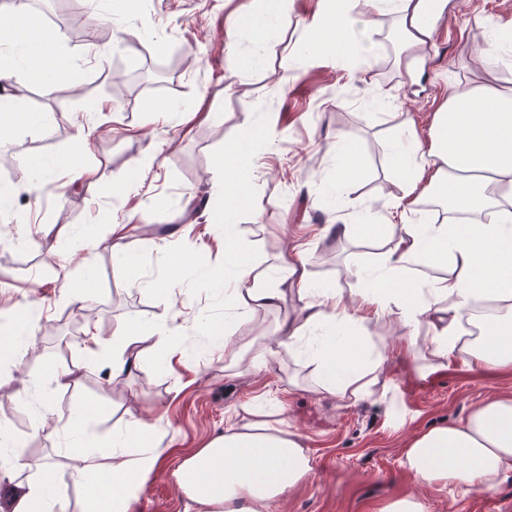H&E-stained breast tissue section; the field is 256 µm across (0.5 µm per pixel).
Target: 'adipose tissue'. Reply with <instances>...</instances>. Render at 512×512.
Here are the masks:
<instances>
[{
	"instance_id": "adipose-tissue-1",
	"label": "adipose tissue",
	"mask_w": 512,
	"mask_h": 512,
	"mask_svg": "<svg viewBox=\"0 0 512 512\" xmlns=\"http://www.w3.org/2000/svg\"><path fill=\"white\" fill-rule=\"evenodd\" d=\"M397 18L399 69L414 76L418 52L433 31L425 21L427 0H377ZM396 162L410 174L407 194L439 192L453 211L485 213L483 224H401L376 264L360 271L364 286L355 303L343 295L308 285L301 258L283 260L275 272L257 271L239 243L224 238V269L232 275L228 304L245 315L277 312L273 336L257 346L224 339V359L246 370L281 351H296L314 330L337 335L314 354L312 382L342 400L375 394L385 380L387 349L370 355L365 344L380 320L391 319L405 334V351L419 377L455 355L492 370H512V86L474 83L453 87L436 114L429 142L402 128ZM449 268L446 277L433 276ZM494 312L476 317L482 299ZM428 326L427 347L417 331ZM70 435L75 473L85 486L83 512H130L141 484L159 466L160 455L146 449L128 459L124 450L154 432L131 417L112 438L111 450L94 453ZM406 466L415 478L464 495L495 489L512 472V396H495L473 407L460 422L431 427L406 444ZM311 471L300 436L282 419L261 416L229 421L223 433L187 457L174 476L186 497L185 512H265ZM57 473L44 463L36 480L18 484L11 512H53Z\"/></svg>"
}]
</instances>
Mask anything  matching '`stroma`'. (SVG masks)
Here are the masks:
<instances>
[{
    "instance_id": "35a3bbf8",
    "label": "stroma",
    "mask_w": 512,
    "mask_h": 512,
    "mask_svg": "<svg viewBox=\"0 0 512 512\" xmlns=\"http://www.w3.org/2000/svg\"><path fill=\"white\" fill-rule=\"evenodd\" d=\"M57 16L52 53L68 67L67 92H46L27 72L30 45L22 31L0 27V59L16 71L10 93L25 117L0 136V345L17 362L0 363V444L23 452L16 481L36 479L48 460L57 465V493L66 512H82L86 491L63 435L44 424L45 413L68 419L83 402L95 403L81 422L87 444L112 446L130 414L155 424L160 466L144 481L132 512H184L186 498L172 471L223 433L243 409L274 410L300 435L312 470L269 512H384L412 496L424 512H496L512 503V475L498 488L460 496L416 480L404 465L405 443L431 426L455 423L471 407L512 395V371L472 369L460 360L418 377L407 359L388 363L385 392L356 402L312 388H292L289 377L310 379L305 356L281 352L265 367L229 378L215 345L226 330L242 341L272 335L273 312L242 322L224 299V250L211 215L224 212L226 147L244 142L260 168L241 177L244 198L230 214L237 239L258 269L305 243L312 287L354 299L359 269L391 245L390 233L371 238L360 227L383 222L402 195L407 171L388 153L395 123H408L428 140L434 114L450 87L512 76V54L490 65L489 22H512V0H445L435 10L430 44L417 77L402 81L396 65L392 13L355 8L343 21L351 47L304 57L307 24L323 15L335 25L330 0H286L264 13L261 0H41ZM394 105H381L386 95ZM94 133L81 160L94 184L53 175L37 178L34 159L57 160L75 150L79 126ZM273 128L272 139L261 137ZM161 152L151 168L134 162ZM358 169L345 183L336 171L343 156ZM353 224L343 239L324 236L336 216ZM127 227L137 252L131 267L112 251L109 224ZM101 246L90 261L64 260L61 249L85 235ZM179 268L175 291L164 287ZM71 282L84 303L61 297ZM42 307L46 326L25 329L18 311ZM77 317V334L61 333L62 317ZM178 321L179 342L153 345L150 336ZM141 336V365L112 382V336L117 325ZM100 337V363L87 367L83 332ZM70 369L68 384L55 374ZM35 377V390L23 388Z\"/></svg>"
}]
</instances>
